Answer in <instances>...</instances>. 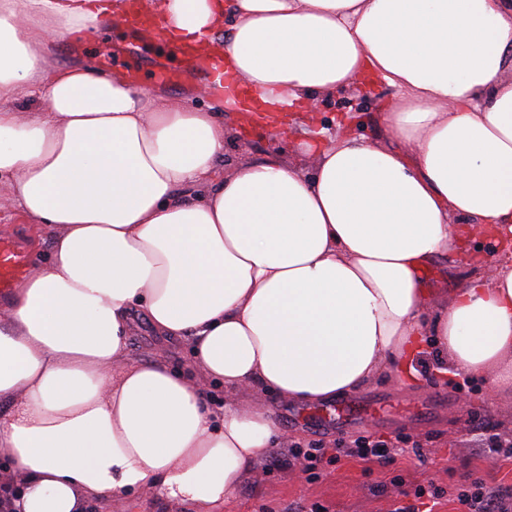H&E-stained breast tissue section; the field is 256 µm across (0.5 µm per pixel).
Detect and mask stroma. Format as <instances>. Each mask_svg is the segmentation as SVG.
Here are the masks:
<instances>
[{"label": "stroma", "instance_id": "obj_1", "mask_svg": "<svg viewBox=\"0 0 512 512\" xmlns=\"http://www.w3.org/2000/svg\"><path fill=\"white\" fill-rule=\"evenodd\" d=\"M57 53L67 61L93 63L102 71L125 73L139 69L138 85L199 106L208 100L201 92L203 77L186 75L176 82H161L158 74L172 66L167 56L154 54L148 41L131 36L126 29L106 26L86 42L56 43ZM395 91L375 85L358 91L339 92L321 98L316 110L327 132L349 126L355 134L373 140L386 137L380 117L388 111ZM300 127L284 132L255 128L240 132L224 147L225 162L264 159L282 153L289 162L305 167L309 160L301 141ZM13 233L28 244L29 261H46L51 247L49 231L24 223L11 197L6 178H0V231ZM476 259L451 255L436 260L428 286L436 295L460 287L469 276L491 275L496 265L486 242L475 241ZM128 350L131 358L166 360L172 369L190 371L193 358L189 344L159 335L142 313L133 316ZM430 365L421 385L406 389L389 375H381L353 393L364 409L361 419L345 426L327 427L318 422L323 406H306L281 400L272 391L262 401L273 411L286 435V445L301 450L323 449L314 468L304 460L263 457L256 474L246 477L229 512H284L302 504L308 512H394L404 503L405 493L416 489H440L439 500L425 499L432 512H464L459 494L479 488H506L512 492V457L478 445L482 435L497 434L512 439V393L493 390L481 377L441 374L435 349L424 355ZM364 439L388 448L402 449V456L388 462H366L347 455L355 440Z\"/></svg>", "mask_w": 512, "mask_h": 512}]
</instances>
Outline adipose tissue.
Returning a JSON list of instances; mask_svg holds the SVG:
<instances>
[{
	"mask_svg": "<svg viewBox=\"0 0 512 512\" xmlns=\"http://www.w3.org/2000/svg\"><path fill=\"white\" fill-rule=\"evenodd\" d=\"M172 40L212 42L235 85L176 105L52 46L121 0H0V177L49 262L0 307V512H85L150 491L223 512L280 430L256 396L316 405L387 373L420 381L428 337L457 375L512 388V0H145ZM375 80L388 137L306 141L218 166L221 111L298 112ZM490 280L428 298L475 239ZM187 341L197 374L128 356L132 313ZM220 383L215 423L199 378Z\"/></svg>",
	"mask_w": 512,
	"mask_h": 512,
	"instance_id": "obj_1",
	"label": "adipose tissue"
}]
</instances>
